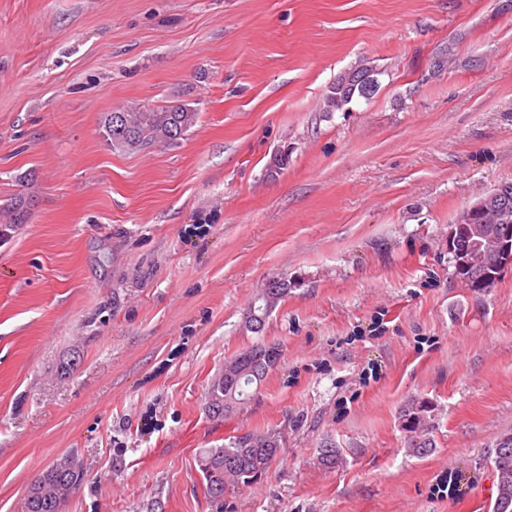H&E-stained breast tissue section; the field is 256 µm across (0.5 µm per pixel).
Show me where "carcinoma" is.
<instances>
[{
    "mask_svg": "<svg viewBox=\"0 0 512 512\" xmlns=\"http://www.w3.org/2000/svg\"><path fill=\"white\" fill-rule=\"evenodd\" d=\"M379 72L376 67L361 64L340 74L327 95L329 110H339L349 104L355 95L365 96L376 86ZM128 132L124 136L115 135L112 118L115 112L103 116V128L113 147L124 150H137L152 142L177 143L198 119L196 109L187 105H173L153 112H122ZM28 194H18L0 207V232L13 229L28 221V213L23 210V200ZM484 208L472 220L474 224L485 226L488 235L502 232L512 235V202L508 207L501 206L492 194L482 197ZM477 247L475 237L463 233L459 237L457 253L452 256L453 276L462 285L478 291L493 287L507 268L501 266L497 258L490 256L483 266H467L464 259ZM285 280L269 281L255 298L245 317L247 330L260 333L266 318L288 294ZM280 350L273 344L257 342L236 355L224 360V364L237 365L239 374L234 381L218 372L207 389L208 406L221 411L226 417L243 408L253 399L268 376L265 372L266 353ZM431 405L427 401L414 400L402 410V428L406 433L408 452L417 457L428 455L434 448L431 438L433 426L428 421ZM283 440L280 433L272 430L249 431L234 436L228 444L220 448H208L197 457V465L203 478L205 495L211 501L224 499L227 487H250L264 479L270 467L280 454ZM495 477V498L493 512H512V443L507 448L494 451L491 459ZM43 483L40 494L27 498V512H60L61 506L79 486L78 471H68L61 463L46 469L38 477Z\"/></svg>",
    "mask_w": 512,
    "mask_h": 512,
    "instance_id": "1",
    "label": "carcinoma"
}]
</instances>
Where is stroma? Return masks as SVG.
Listing matches in <instances>:
<instances>
[{
	"mask_svg": "<svg viewBox=\"0 0 512 512\" xmlns=\"http://www.w3.org/2000/svg\"><path fill=\"white\" fill-rule=\"evenodd\" d=\"M363 63L374 92L327 111ZM183 103L178 143L106 139L107 112ZM507 180L512 0H0V204L35 197L0 239V512L71 453L63 512H492L512 270L464 288L448 226ZM259 341L280 364L212 418V377ZM255 429L280 458L210 502L200 451ZM288 288H290V284L285 280H270L268 282L246 313L245 326L247 330L253 333L262 332L266 318L269 317L279 301L288 294ZM258 302L260 303L256 306ZM430 411V403L423 400H414L402 410V428L406 433L407 450L413 456L424 457L435 448L431 438L433 426L428 421Z\"/></svg>",
	"mask_w": 512,
	"mask_h": 512,
	"instance_id": "obj_1",
	"label": "stroma"
}]
</instances>
